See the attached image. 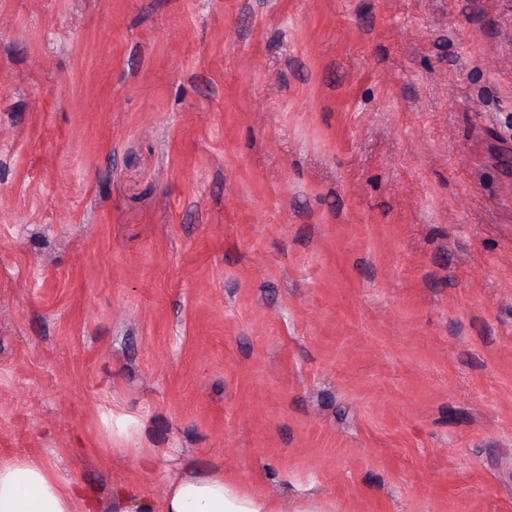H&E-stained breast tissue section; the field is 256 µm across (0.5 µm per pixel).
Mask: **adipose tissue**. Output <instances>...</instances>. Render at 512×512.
<instances>
[{
    "instance_id": "adipose-tissue-1",
    "label": "adipose tissue",
    "mask_w": 512,
    "mask_h": 512,
    "mask_svg": "<svg viewBox=\"0 0 512 512\" xmlns=\"http://www.w3.org/2000/svg\"><path fill=\"white\" fill-rule=\"evenodd\" d=\"M144 512H276L259 492H246L223 471L184 476L169 484L159 502ZM0 512H82L74 482L46 462L27 458L0 460Z\"/></svg>"
}]
</instances>
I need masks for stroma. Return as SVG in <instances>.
I'll return each mask as SVG.
<instances>
[{"label": "stroma", "instance_id": "stroma-1", "mask_svg": "<svg viewBox=\"0 0 512 512\" xmlns=\"http://www.w3.org/2000/svg\"><path fill=\"white\" fill-rule=\"evenodd\" d=\"M15 457L512 512V0H0Z\"/></svg>", "mask_w": 512, "mask_h": 512}]
</instances>
